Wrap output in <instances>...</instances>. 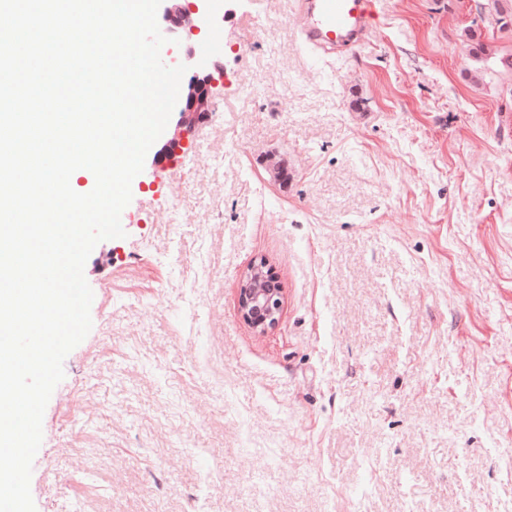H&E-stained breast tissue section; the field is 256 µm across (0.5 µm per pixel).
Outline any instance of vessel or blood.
<instances>
[{
	"instance_id": "1",
	"label": "vessel or blood",
	"mask_w": 512,
	"mask_h": 512,
	"mask_svg": "<svg viewBox=\"0 0 512 512\" xmlns=\"http://www.w3.org/2000/svg\"><path fill=\"white\" fill-rule=\"evenodd\" d=\"M376 0H289L301 45L311 54H345L365 44Z\"/></svg>"
}]
</instances>
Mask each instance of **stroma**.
Wrapping results in <instances>:
<instances>
[{
	"mask_svg": "<svg viewBox=\"0 0 512 512\" xmlns=\"http://www.w3.org/2000/svg\"><path fill=\"white\" fill-rule=\"evenodd\" d=\"M487 2L377 0L367 43L315 59L286 0H206L208 109L172 113L153 148H183L88 281L36 512H512V72L488 63L512 28ZM260 260L262 336L236 292ZM238 310L257 335H265L280 321L283 288L265 261L252 262L237 284Z\"/></svg>",
	"mask_w": 512,
	"mask_h": 512,
	"instance_id": "obj_1",
	"label": "stroma"
}]
</instances>
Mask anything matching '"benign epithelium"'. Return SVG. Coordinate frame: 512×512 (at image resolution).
Returning a JSON list of instances; mask_svg holds the SVG:
<instances>
[{
  "instance_id": "7a95c632",
  "label": "benign epithelium",
  "mask_w": 512,
  "mask_h": 512,
  "mask_svg": "<svg viewBox=\"0 0 512 512\" xmlns=\"http://www.w3.org/2000/svg\"><path fill=\"white\" fill-rule=\"evenodd\" d=\"M199 11L197 4L184 7L180 4L164 9L166 18L179 23L191 11ZM211 76L202 79L192 78L188 92L179 110L180 124L187 125L191 120L206 112ZM238 310L245 323L257 335H264L280 321L283 306V288L266 262H252L240 277L237 284Z\"/></svg>"
}]
</instances>
